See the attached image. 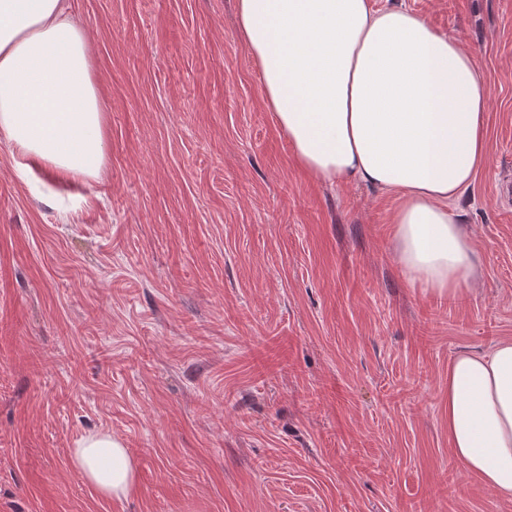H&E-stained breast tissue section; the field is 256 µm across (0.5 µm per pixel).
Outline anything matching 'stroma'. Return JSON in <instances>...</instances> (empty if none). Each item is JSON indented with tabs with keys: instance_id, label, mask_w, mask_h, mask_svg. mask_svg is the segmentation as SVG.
<instances>
[{
	"instance_id": "obj_1",
	"label": "stroma",
	"mask_w": 512,
	"mask_h": 512,
	"mask_svg": "<svg viewBox=\"0 0 512 512\" xmlns=\"http://www.w3.org/2000/svg\"><path fill=\"white\" fill-rule=\"evenodd\" d=\"M67 2L106 163L23 180L0 141V512H512L448 448L450 361L512 341V0H404L490 92L453 298L398 265L397 193L298 167L235 0ZM100 429L125 499L69 461ZM69 459L103 497L121 500L136 489L135 463L128 448L111 432L87 433L69 448Z\"/></svg>"
}]
</instances>
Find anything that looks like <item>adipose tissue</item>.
Wrapping results in <instances>:
<instances>
[{"label": "adipose tissue", "instance_id": "ef3b65f1", "mask_svg": "<svg viewBox=\"0 0 512 512\" xmlns=\"http://www.w3.org/2000/svg\"><path fill=\"white\" fill-rule=\"evenodd\" d=\"M238 32L264 100L302 170L399 193L396 259L425 290L453 296L478 277L452 204L486 163L489 89L460 42L403 0H237ZM0 141L68 177L98 175L106 130L85 30L64 0H0ZM454 459L512 499V341L448 366ZM103 497L136 488L108 431L69 451Z\"/></svg>", "mask_w": 512, "mask_h": 512}]
</instances>
